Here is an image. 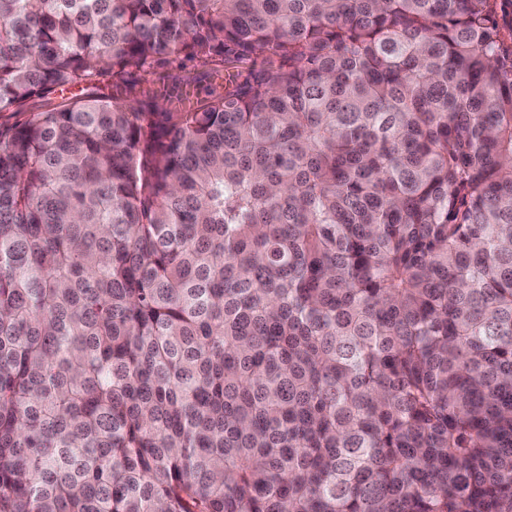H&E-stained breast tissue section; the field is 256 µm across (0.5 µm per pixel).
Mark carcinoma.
Wrapping results in <instances>:
<instances>
[{
  "label": "carcinoma",
  "mask_w": 512,
  "mask_h": 512,
  "mask_svg": "<svg viewBox=\"0 0 512 512\" xmlns=\"http://www.w3.org/2000/svg\"><path fill=\"white\" fill-rule=\"evenodd\" d=\"M496 6L0 0V512H512Z\"/></svg>",
  "instance_id": "carcinoma-1"
}]
</instances>
